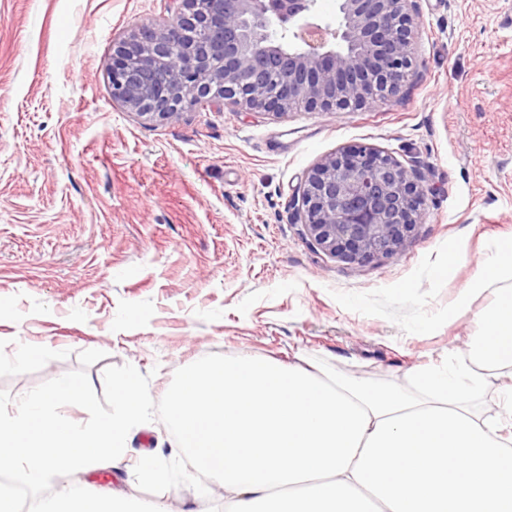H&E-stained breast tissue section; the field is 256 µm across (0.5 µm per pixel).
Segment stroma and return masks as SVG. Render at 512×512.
<instances>
[{
  "mask_svg": "<svg viewBox=\"0 0 512 512\" xmlns=\"http://www.w3.org/2000/svg\"><path fill=\"white\" fill-rule=\"evenodd\" d=\"M174 0H0V391L19 398L85 369L149 375L209 354L327 368L403 387L470 348L457 317L496 243L512 239V0H410L412 64L396 96L360 108L268 113L185 108L149 121L113 101L112 50ZM370 147L421 178L426 216L370 263L324 252L295 213L307 174ZM104 351L81 366L78 354ZM164 459L160 486L135 469ZM225 512L160 421L134 427L124 467L54 478L53 490Z\"/></svg>",
  "mask_w": 512,
  "mask_h": 512,
  "instance_id": "1",
  "label": "stroma"
}]
</instances>
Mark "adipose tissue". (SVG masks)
Listing matches in <instances>:
<instances>
[{
	"mask_svg": "<svg viewBox=\"0 0 512 512\" xmlns=\"http://www.w3.org/2000/svg\"><path fill=\"white\" fill-rule=\"evenodd\" d=\"M512 274L498 245L458 306ZM467 356L416 370L407 387L293 362L228 356L185 368L171 422L231 512H512V291L474 319ZM493 414L474 409L488 371Z\"/></svg>",
	"mask_w": 512,
	"mask_h": 512,
	"instance_id": "adipose-tissue-1",
	"label": "adipose tissue"
}]
</instances>
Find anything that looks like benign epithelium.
Listing matches in <instances>:
<instances>
[{"mask_svg":"<svg viewBox=\"0 0 512 512\" xmlns=\"http://www.w3.org/2000/svg\"><path fill=\"white\" fill-rule=\"evenodd\" d=\"M407 2L338 0L331 29L308 20L315 0H179L170 17L140 24L114 48L112 98L160 121L187 104L278 113L384 100L411 65ZM425 205L400 161L344 149L310 171L298 215L323 251L370 263L403 248Z\"/></svg>","mask_w":512,"mask_h":512,"instance_id":"benign-epithelium-1","label":"benign epithelium"}]
</instances>
